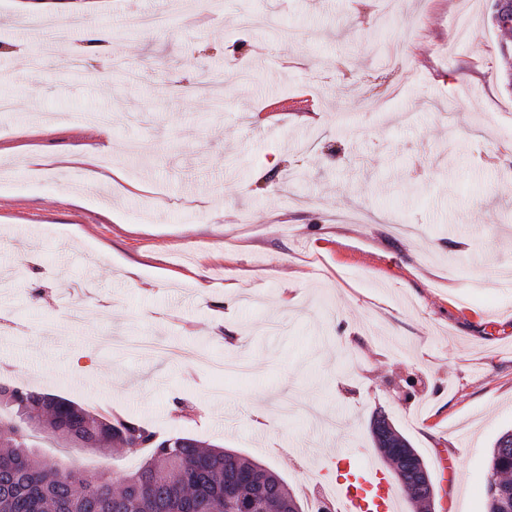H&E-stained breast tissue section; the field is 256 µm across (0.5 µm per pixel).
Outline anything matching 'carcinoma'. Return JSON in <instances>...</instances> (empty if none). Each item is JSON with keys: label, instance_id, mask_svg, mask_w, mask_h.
Masks as SVG:
<instances>
[{"label": "carcinoma", "instance_id": "obj_1", "mask_svg": "<svg viewBox=\"0 0 512 512\" xmlns=\"http://www.w3.org/2000/svg\"><path fill=\"white\" fill-rule=\"evenodd\" d=\"M0 512H225L224 492L238 489L269 509L293 497L276 471L231 449L186 434L161 436L131 417L85 407L58 394L0 386ZM370 431L412 502L430 503L429 468L382 413ZM97 451L144 452L138 470L114 485L102 472L63 468L36 451V439ZM488 512H512V431L494 446L486 483Z\"/></svg>", "mask_w": 512, "mask_h": 512}]
</instances>
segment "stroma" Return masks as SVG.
I'll return each instance as SVG.
<instances>
[{"label":"stroma","instance_id":"stroma-1","mask_svg":"<svg viewBox=\"0 0 512 512\" xmlns=\"http://www.w3.org/2000/svg\"><path fill=\"white\" fill-rule=\"evenodd\" d=\"M17 2L0 0V382L237 449L300 495L334 477L316 448L381 461L382 410L427 463L433 512H487L512 431L495 286L512 89L491 0H60L24 34ZM139 13L166 28L125 29ZM67 15L111 31L109 58L66 41L32 70ZM89 112L115 114L102 155L138 191L28 167L20 146L98 144ZM222 358L247 374L212 372ZM40 451L116 482L142 461Z\"/></svg>","mask_w":512,"mask_h":512}]
</instances>
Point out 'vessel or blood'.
Returning <instances> with one entry per match:
<instances>
[{
  "label": "vessel or blood",
  "instance_id": "obj_1",
  "mask_svg": "<svg viewBox=\"0 0 512 512\" xmlns=\"http://www.w3.org/2000/svg\"><path fill=\"white\" fill-rule=\"evenodd\" d=\"M329 463L343 476L332 488L343 512H400V486L373 461L353 458L347 449H336Z\"/></svg>",
  "mask_w": 512,
  "mask_h": 512
}]
</instances>
